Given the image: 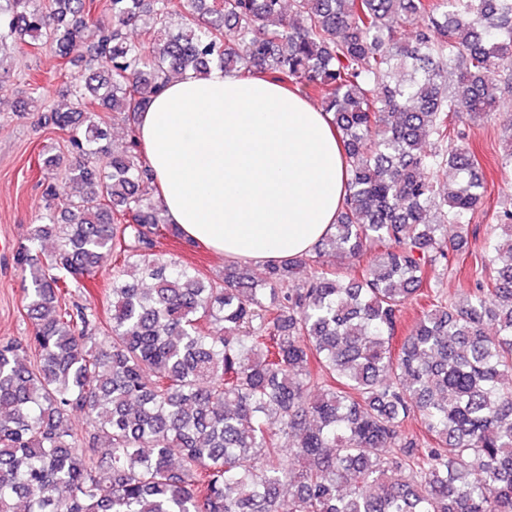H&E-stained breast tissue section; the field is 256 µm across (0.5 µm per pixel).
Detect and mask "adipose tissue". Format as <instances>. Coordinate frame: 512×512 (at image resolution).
I'll list each match as a JSON object with an SVG mask.
<instances>
[{
    "instance_id": "1",
    "label": "adipose tissue",
    "mask_w": 512,
    "mask_h": 512,
    "mask_svg": "<svg viewBox=\"0 0 512 512\" xmlns=\"http://www.w3.org/2000/svg\"><path fill=\"white\" fill-rule=\"evenodd\" d=\"M137 135L169 223L226 258L291 259L336 222L346 176L330 119L263 75L175 79Z\"/></svg>"
}]
</instances>
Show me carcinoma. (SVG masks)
Here are the masks:
<instances>
[{
	"label": "carcinoma",
	"instance_id": "obj_1",
	"mask_svg": "<svg viewBox=\"0 0 512 512\" xmlns=\"http://www.w3.org/2000/svg\"><path fill=\"white\" fill-rule=\"evenodd\" d=\"M76 40L89 54L50 113L68 154L42 159L65 182L41 183L31 234L55 246L17 252L32 331L0 342V512H512V208L474 287L449 297L435 277L485 195L460 125L512 70V0H0V53L66 59ZM214 65L314 96L344 153L330 233L259 280L158 250L183 235L138 117ZM24 85L22 109L44 91ZM105 266L106 319L72 294Z\"/></svg>",
	"mask_w": 512,
	"mask_h": 512
}]
</instances>
